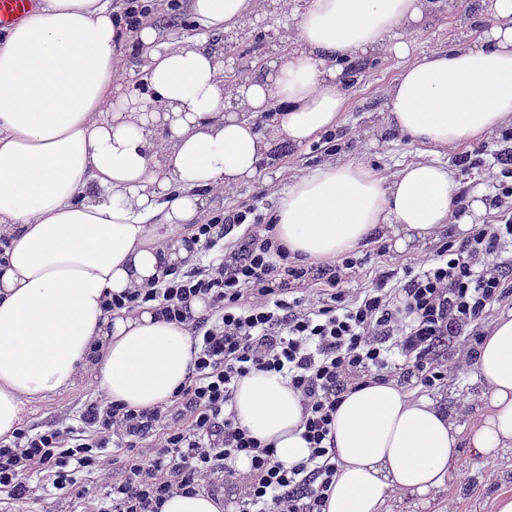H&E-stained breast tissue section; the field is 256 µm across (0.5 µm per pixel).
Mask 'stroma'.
I'll use <instances>...</instances> for the list:
<instances>
[{
  "label": "stroma",
  "mask_w": 512,
  "mask_h": 512,
  "mask_svg": "<svg viewBox=\"0 0 512 512\" xmlns=\"http://www.w3.org/2000/svg\"><path fill=\"white\" fill-rule=\"evenodd\" d=\"M477 17L468 10L465 0H444L441 7L423 22L414 37L412 59H420L431 50L451 45L457 36L474 31ZM295 28L294 17L276 9L246 20L242 29L230 41L234 51L225 60L227 73L257 71L262 65L277 59L289 49L288 36ZM225 37H215L217 47H224ZM358 72L347 85V103L335 132V158L363 159L373 170L384 177H392L401 166L422 157L419 146L392 130L386 114L389 91L398 78L404 62L392 55L380 53L358 59ZM512 148V125L503 127L490 139L480 144L473 154L471 169L459 167L456 151L440 154L439 160L448 164L455 172L464 201H471L474 192H481L486 211L482 223L501 224L512 220V199L504 205L495 202L496 190L491 175L498 169V151ZM326 144L318 140L307 145L282 148L274 161L263 164L256 176L247 183L206 197L197 217L198 223H208L219 212L235 209H255L261 220H268L275 209L280 191L287 188L295 178L302 176L326 161ZM457 225H449L435 235L397 249L393 237L375 236L368 246L359 250L363 263L349 270L344 287L355 294L370 285L379 269L404 272L413 266L417 258L435 253L448 237H462ZM405 388L414 397L436 401L447 410H456L461 402H478L481 385L471 369L460 367L456 361L448 363V379L432 388L419 381L406 383ZM99 390L91 378H84L74 388L42 400L29 407L23 421L24 426L45 429L56 424L62 427H78L77 412L89 398H98ZM463 465L468 466L470 476L476 481V491H468L459 482H452L433 496L430 503L409 494L398 495L393 512H492L495 498L512 492V448L504 449L495 460L464 455ZM495 467L494 480H486L485 471ZM28 483L31 493L28 499L15 501L7 492L0 491V512H85L88 503H110L112 484L85 475H78L73 487L54 489L51 483L32 476Z\"/></svg>",
  "instance_id": "1"
}]
</instances>
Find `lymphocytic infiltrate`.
I'll list each match as a JSON object with an SVG mask.
<instances>
[{
    "mask_svg": "<svg viewBox=\"0 0 512 512\" xmlns=\"http://www.w3.org/2000/svg\"><path fill=\"white\" fill-rule=\"evenodd\" d=\"M507 238L512 221L483 225L420 259L402 287H390L391 273L381 271L371 288L352 295L342 283L357 265L353 256L310 272L267 224L207 265L112 297L105 302L111 314L154 302L164 319L191 322L194 376L170 404L151 411L84 403L79 420L90 437L73 446L67 428H18L0 443V489L23 500L30 475L63 489L82 473L112 480L111 506L94 512H159L174 493L211 490L232 477L238 512H322L338 470L331 431L343 394L396 377L431 388L446 380L449 358L473 360L495 306L512 300L498 260ZM309 279L316 287L289 297L287 283ZM197 298L209 301L214 316H193ZM395 349L401 360L392 359ZM255 369L287 377L299 393L306 460L284 466L229 412L238 382ZM143 442L148 450H140ZM243 457L249 470L240 475Z\"/></svg>",
    "mask_w": 512,
    "mask_h": 512,
    "instance_id": "f902f5d3",
    "label": "lymphocytic infiltrate"
}]
</instances>
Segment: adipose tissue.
<instances>
[{"label": "adipose tissue", "mask_w": 512, "mask_h": 512, "mask_svg": "<svg viewBox=\"0 0 512 512\" xmlns=\"http://www.w3.org/2000/svg\"><path fill=\"white\" fill-rule=\"evenodd\" d=\"M296 20L293 49L261 75L224 80L209 35L236 31L267 0H188L194 34L158 39L148 25L115 26L113 0H39L0 35V438L28 405L91 374L108 400L135 410L168 404L194 372L190 324L154 303L109 314L115 294L158 285L189 261L202 197L252 179L277 146L337 128L343 63L387 52L407 64L390 89L387 121L426 147L392 180L362 160L328 161L294 180L270 221L292 257L321 265L378 232L397 248L454 218L459 183L436 154L512 122V0H481L478 39L408 62L409 34L433 0H278ZM131 37L147 59L142 83L121 72ZM278 107L275 125L256 119ZM474 375L483 407L468 431L439 403L397 380L345 393L332 425L340 467L323 512H392L401 493H439L463 449L493 459L512 448V313L494 319ZM239 425L287 465L310 453L299 394L277 374L242 378Z\"/></svg>", "instance_id": "adipose-tissue-1"}]
</instances>
